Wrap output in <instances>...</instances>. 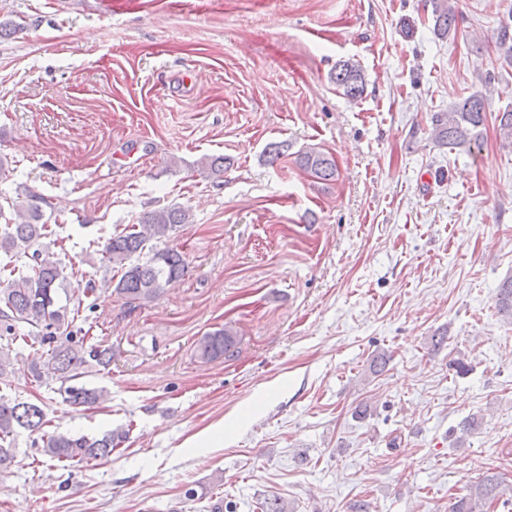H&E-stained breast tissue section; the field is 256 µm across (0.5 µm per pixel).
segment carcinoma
Instances as JSON below:
<instances>
[{
	"label": "carcinoma",
	"mask_w": 512,
	"mask_h": 512,
	"mask_svg": "<svg viewBox=\"0 0 512 512\" xmlns=\"http://www.w3.org/2000/svg\"><path fill=\"white\" fill-rule=\"evenodd\" d=\"M456 29V16L451 6L439 4L434 10V31L449 37ZM330 79L343 90V95L356 100L364 92L361 68L349 61L336 65ZM486 105L483 95L471 94L453 105L447 112L432 118L435 142L453 148L479 144L485 126ZM497 129L503 146L512 148V110L496 116ZM298 165L319 180L336 176V164L323 152L309 148L297 155ZM201 164L208 174L224 175V157L205 156ZM13 217L6 216L0 206V254L7 258L3 271L7 283L0 288V385L9 386L12 372L10 351L22 341L39 356L33 357L28 370L34 381L46 385L60 383L59 391L71 406L92 408L106 399L104 388L75 385L84 369L96 365L104 369L112 363V348L93 340L76 326L81 317L83 299L68 309L59 304V290L66 279L64 267L54 254L41 245L48 235L39 205L30 202L11 205ZM189 211L166 206L145 213L140 223L128 224L112 234L101 249V262L113 283L112 292L131 303L152 302L165 287L182 278L188 271L183 254L173 248L150 246L189 222ZM499 312L512 318V276L497 288ZM237 332L224 325L205 333L196 343L204 360H216L234 353ZM43 409L32 402L9 400L0 394V475L7 473L14 461L13 442L19 430L33 435L32 447L52 460L72 464H89L112 455L119 434L112 431L99 438L84 435L49 434ZM498 480L487 476L469 494L457 499L451 512H482L484 504L497 496Z\"/></svg>",
	"instance_id": "1"
}]
</instances>
